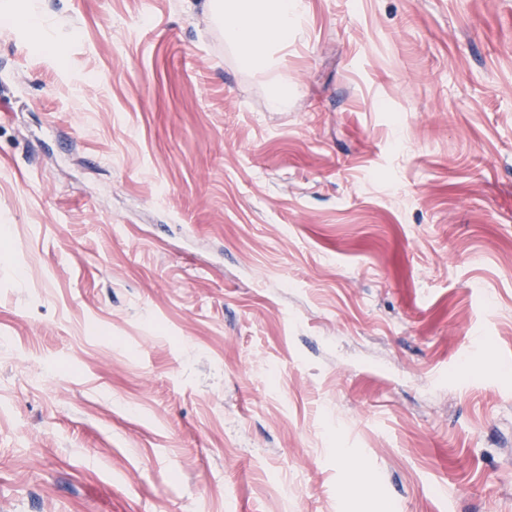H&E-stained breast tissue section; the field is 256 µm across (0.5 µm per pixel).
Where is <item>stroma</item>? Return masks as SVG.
Returning <instances> with one entry per match:
<instances>
[{"label": "stroma", "instance_id": "stroma-1", "mask_svg": "<svg viewBox=\"0 0 512 512\" xmlns=\"http://www.w3.org/2000/svg\"><path fill=\"white\" fill-rule=\"evenodd\" d=\"M306 3L0 0V512H512V0ZM209 12L221 23L224 40L234 47L241 65L268 75V103L288 107L291 77L270 56L271 47L295 40L305 18L301 0H206Z\"/></svg>", "mask_w": 512, "mask_h": 512}]
</instances>
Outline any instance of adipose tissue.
Wrapping results in <instances>:
<instances>
[{"label":"adipose tissue","mask_w":512,"mask_h":512,"mask_svg":"<svg viewBox=\"0 0 512 512\" xmlns=\"http://www.w3.org/2000/svg\"><path fill=\"white\" fill-rule=\"evenodd\" d=\"M207 8L221 23L224 39L236 49L241 65L267 74L270 108H287L291 78L269 50L297 38L305 18L303 0H207Z\"/></svg>","instance_id":"obj_1"}]
</instances>
